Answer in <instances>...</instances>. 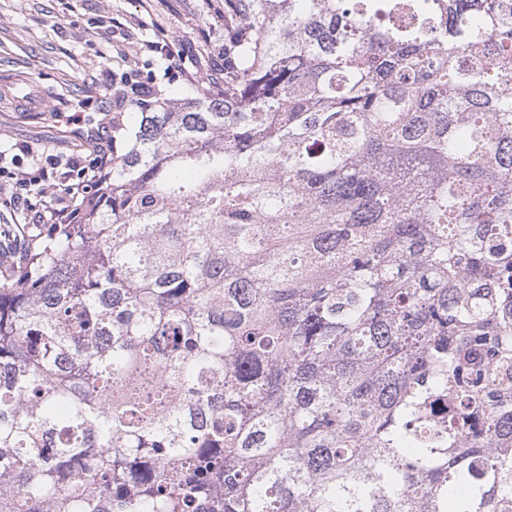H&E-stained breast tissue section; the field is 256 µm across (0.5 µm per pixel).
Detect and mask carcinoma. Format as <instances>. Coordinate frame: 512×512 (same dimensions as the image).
Here are the masks:
<instances>
[{
	"instance_id": "obj_1",
	"label": "carcinoma",
	"mask_w": 512,
	"mask_h": 512,
	"mask_svg": "<svg viewBox=\"0 0 512 512\" xmlns=\"http://www.w3.org/2000/svg\"><path fill=\"white\" fill-rule=\"evenodd\" d=\"M0 279V512H512V0H227Z\"/></svg>"
}]
</instances>
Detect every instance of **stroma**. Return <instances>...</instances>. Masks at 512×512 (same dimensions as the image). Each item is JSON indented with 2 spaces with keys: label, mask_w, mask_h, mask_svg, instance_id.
Returning a JSON list of instances; mask_svg holds the SVG:
<instances>
[{
  "label": "stroma",
  "mask_w": 512,
  "mask_h": 512,
  "mask_svg": "<svg viewBox=\"0 0 512 512\" xmlns=\"http://www.w3.org/2000/svg\"><path fill=\"white\" fill-rule=\"evenodd\" d=\"M100 19L111 33L97 27ZM161 27L176 32L190 73L206 40L210 61L221 63L224 0H0V78L15 79L40 104L33 114L0 100V165L28 169L32 151L89 154L108 124L113 74L127 69L130 46L154 40ZM9 198L0 183L1 271L19 258L20 240L36 222Z\"/></svg>",
  "instance_id": "obj_1"
}]
</instances>
